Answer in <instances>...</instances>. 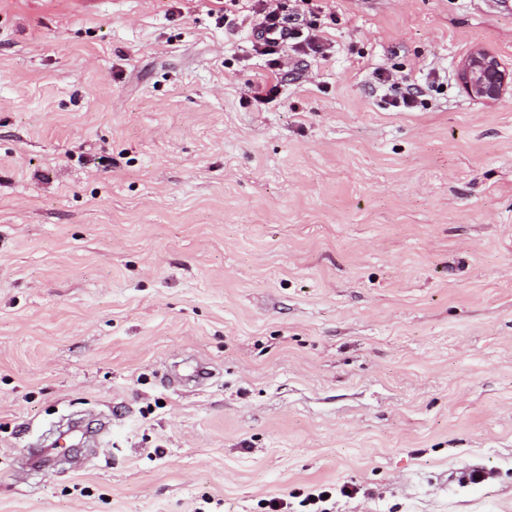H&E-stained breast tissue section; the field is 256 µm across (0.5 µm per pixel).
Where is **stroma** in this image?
I'll list each match as a JSON object with an SVG mask.
<instances>
[{
    "label": "stroma",
    "mask_w": 512,
    "mask_h": 512,
    "mask_svg": "<svg viewBox=\"0 0 512 512\" xmlns=\"http://www.w3.org/2000/svg\"><path fill=\"white\" fill-rule=\"evenodd\" d=\"M496 3L328 0L258 110L252 0H0V512H512V96L457 79L512 66ZM460 80L466 93L483 103H496L511 90V71L488 49L473 47L458 64ZM432 80H429V77ZM367 79L378 90H392L391 98H385L392 108L398 112L410 111L417 108L425 100L423 97L436 84L442 87L448 82L447 74L439 71H429L424 83L408 78L407 76L391 72L384 68L372 67L368 69Z\"/></svg>",
    "instance_id": "obj_1"
}]
</instances>
